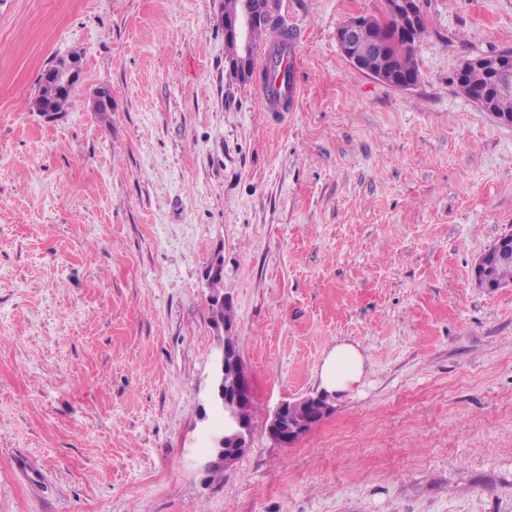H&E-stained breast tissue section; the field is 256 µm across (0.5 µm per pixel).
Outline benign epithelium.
Returning <instances> with one entry per match:
<instances>
[{
    "label": "benign epithelium",
    "mask_w": 512,
    "mask_h": 512,
    "mask_svg": "<svg viewBox=\"0 0 512 512\" xmlns=\"http://www.w3.org/2000/svg\"><path fill=\"white\" fill-rule=\"evenodd\" d=\"M279 0H239L238 7L224 13V38L234 40L240 48L236 58L230 61V68L242 76L253 72L252 48L248 33L260 21L266 11ZM382 13H401L406 17L404 35L411 34L422 25L423 15L419 11V0H382ZM365 27V16L356 14L346 19L336 30V41L350 63L374 79L391 85L397 83L405 88L410 84L400 80L388 71L386 64V42L376 37L368 43H361L360 35ZM471 63L484 67L491 79V91L484 95L490 101L495 95L512 93V61L505 57H477ZM81 62L67 58L56 66L52 73L53 86L57 90L78 81ZM512 254V230L501 234L495 245L489 247L477 259L479 268L492 260L506 259ZM253 391L251 379L246 371L239 350H230L219 343L210 373L208 407L211 413L224 414V427L209 431L210 447H231L234 452L225 455H208L200 466L204 472L215 464L231 466L250 448L252 423L240 414V408L251 405ZM288 402L277 405L269 418L268 435L282 446H288L307 433L311 426L291 424L284 420L283 411Z\"/></svg>",
    "instance_id": "1"
}]
</instances>
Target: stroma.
<instances>
[{
  "mask_svg": "<svg viewBox=\"0 0 512 512\" xmlns=\"http://www.w3.org/2000/svg\"><path fill=\"white\" fill-rule=\"evenodd\" d=\"M421 7L400 91L336 42L382 0H280L298 97L272 113L224 0H0V512H512V284L473 276L512 228V127L455 83L512 49V0ZM74 52L70 110L33 111ZM217 292L253 430L206 482ZM342 342L362 380L276 444ZM306 396L293 401H282L277 405L272 415L268 419L269 425L266 428L268 435L282 446H288L297 441L302 435L307 433L316 424L305 425L299 423L308 422L317 411V405L312 402H304L309 399ZM288 409V420L295 424L288 423L283 418V411L288 404H293Z\"/></svg>",
  "mask_w": 512,
  "mask_h": 512,
  "instance_id": "stroma-1",
  "label": "stroma"
}]
</instances>
